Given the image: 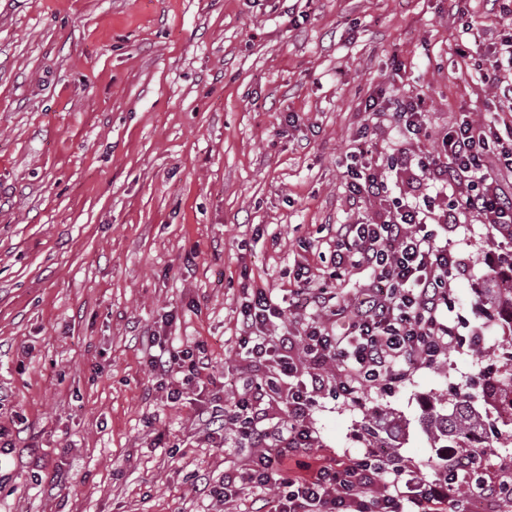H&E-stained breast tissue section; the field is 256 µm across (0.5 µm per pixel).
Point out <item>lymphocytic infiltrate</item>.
<instances>
[{
  "instance_id": "f902f5d3",
  "label": "lymphocytic infiltrate",
  "mask_w": 512,
  "mask_h": 512,
  "mask_svg": "<svg viewBox=\"0 0 512 512\" xmlns=\"http://www.w3.org/2000/svg\"><path fill=\"white\" fill-rule=\"evenodd\" d=\"M423 104L421 96L405 95L370 101L366 109L418 136L428 126ZM373 159L369 150L353 153L343 178L350 195L379 200L383 216L328 229L337 273L350 267L369 272L354 302L337 301L302 274L289 294L249 288L238 304L236 344L251 362L268 365L270 374L236 390L229 404L213 405L206 423L214 433L233 426L255 450L245 467L225 472L216 491L227 502L249 501V512H471L482 500L512 506V479H487L478 455L449 453L429 478L388 450L369 449L334 463L313 460L319 439L308 416L319 394L360 401L365 390L391 389L455 347L457 336L443 311L466 264L450 245L438 243L439 230L470 219L512 225V196L499 179L501 172L512 173V124L466 116L439 138L434 154L392 150L390 168L418 170L427 181L415 202L391 194ZM290 316L293 331L285 327ZM297 348L305 366L295 360ZM149 366L175 403L208 364L195 345L154 354ZM275 397L285 417L272 424L265 402ZM289 458L300 460V471L288 470Z\"/></svg>"
}]
</instances>
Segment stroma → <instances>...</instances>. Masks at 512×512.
<instances>
[{
	"label": "stroma",
	"instance_id": "35a3bbf8",
	"mask_svg": "<svg viewBox=\"0 0 512 512\" xmlns=\"http://www.w3.org/2000/svg\"><path fill=\"white\" fill-rule=\"evenodd\" d=\"M476 20L498 23L497 0H0V512H242L209 490L253 451L195 409L267 374L235 343L243 291L281 293L303 266L341 298L367 282L331 276L328 225L380 210L350 198L345 156L368 125L376 152L420 155L462 113L493 118ZM405 94L430 137L365 110ZM448 239L469 262L458 344L361 403L320 395L321 458L364 452L377 407L384 444L437 463L427 408L503 364L475 288L512 246L475 221ZM160 329L203 343L204 392L159 388Z\"/></svg>",
	"mask_w": 512,
	"mask_h": 512
}]
</instances>
